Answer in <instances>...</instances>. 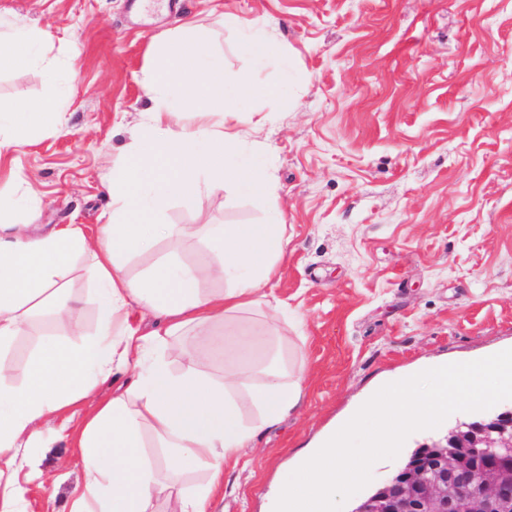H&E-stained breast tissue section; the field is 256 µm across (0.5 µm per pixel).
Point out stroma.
I'll use <instances>...</instances> for the list:
<instances>
[{
    "label": "stroma",
    "mask_w": 512,
    "mask_h": 512,
    "mask_svg": "<svg viewBox=\"0 0 512 512\" xmlns=\"http://www.w3.org/2000/svg\"><path fill=\"white\" fill-rule=\"evenodd\" d=\"M0 0V24L48 31V62L0 66V108L67 97L57 126L0 155L39 198L38 223H108L112 171L131 158L144 77L179 26L209 30L225 82L259 71L287 85L227 123L267 165L276 200L232 185L172 200L166 224H263L280 208L288 249L269 292L300 329L272 338L286 370L305 361L298 413L224 472L218 512H266L298 454L377 386L408 370L512 348V0ZM264 25L256 64L241 30ZM67 325L39 317L6 362L26 364ZM58 412L53 445L19 451L34 512H69L85 474L78 438L97 400Z\"/></svg>",
    "instance_id": "35a3bbf8"
}]
</instances>
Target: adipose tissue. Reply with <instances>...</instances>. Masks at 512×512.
<instances>
[{"label": "adipose tissue", "mask_w": 512, "mask_h": 512, "mask_svg": "<svg viewBox=\"0 0 512 512\" xmlns=\"http://www.w3.org/2000/svg\"><path fill=\"white\" fill-rule=\"evenodd\" d=\"M208 47V31L187 25L148 73L146 86L157 105L143 116L131 161L112 173V220L100 226L96 242H88L78 224L48 230L27 222L0 224V355L26 334L40 307H49L58 321L79 311L80 298L61 284L76 255L87 258L96 285L94 337L73 325L66 342L41 347L18 381L0 366V512L30 509L28 490L17 478L19 449L50 447L44 429L55 415L94 396L109 377L126 374L130 381L85 425L79 439L85 482L70 512H151L162 493L169 512H216L225 465L301 406L305 377L286 375L279 354L252 383L254 337L214 342L212 353L240 362L221 382L198 370L192 345L178 349L186 361L180 372H171L162 358L174 336L228 322L239 312L261 308L287 320L284 304L263 291L288 245L280 212L264 224L201 225L207 248L218 257L207 267L184 255L138 279L125 273L124 257L175 236L173 225L161 221L169 200L187 201L228 181L247 196L276 194L266 168L237 163L244 137L226 121L259 90L258 77L249 73L225 87ZM65 107L58 96L18 105L0 122V154L23 145L13 129L19 118L37 122ZM215 281L225 282V289H212ZM240 386L259 413L249 425L233 395ZM148 437L163 448L161 460L144 454ZM197 470L207 480L189 489L166 492L160 479L164 471L177 477Z\"/></svg>", "instance_id": "adipose-tissue-1"}]
</instances>
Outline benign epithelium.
<instances>
[{"mask_svg": "<svg viewBox=\"0 0 512 512\" xmlns=\"http://www.w3.org/2000/svg\"><path fill=\"white\" fill-rule=\"evenodd\" d=\"M354 512H512V413L448 432Z\"/></svg>", "mask_w": 512, "mask_h": 512, "instance_id": "1", "label": "benign epithelium"}]
</instances>
